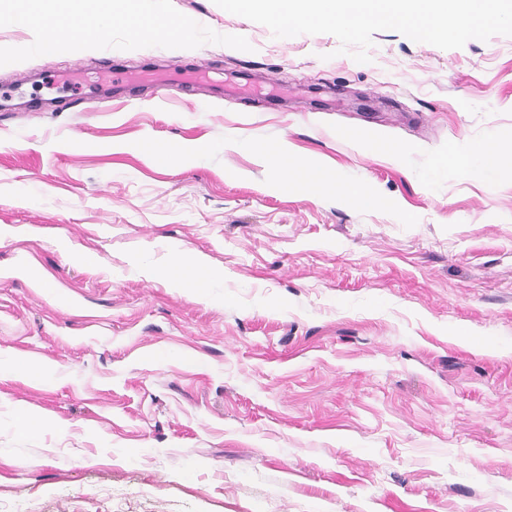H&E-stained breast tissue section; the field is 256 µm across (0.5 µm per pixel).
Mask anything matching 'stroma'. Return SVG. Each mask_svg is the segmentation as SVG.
Instances as JSON below:
<instances>
[{"label": "stroma", "instance_id": "1", "mask_svg": "<svg viewBox=\"0 0 512 512\" xmlns=\"http://www.w3.org/2000/svg\"><path fill=\"white\" fill-rule=\"evenodd\" d=\"M172 3L250 50L0 66V512H512V170L433 169L512 142V37L362 64ZM271 167L278 171L279 175H304L310 166L303 160L288 152L286 143H279L273 150L266 153ZM208 267L203 256L175 248L171 252L168 275L173 285L179 288H203L199 285L191 287V281L200 273L205 274Z\"/></svg>", "mask_w": 512, "mask_h": 512}]
</instances>
